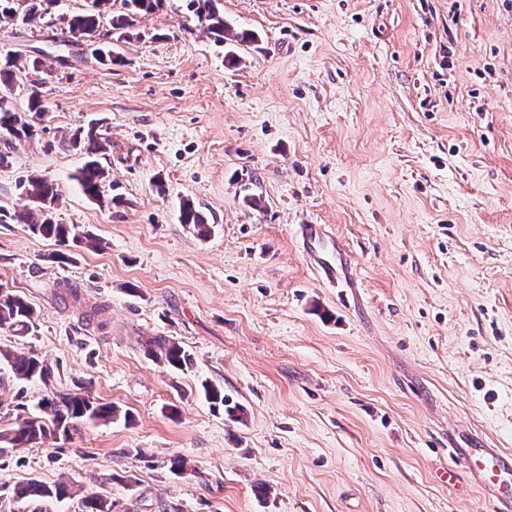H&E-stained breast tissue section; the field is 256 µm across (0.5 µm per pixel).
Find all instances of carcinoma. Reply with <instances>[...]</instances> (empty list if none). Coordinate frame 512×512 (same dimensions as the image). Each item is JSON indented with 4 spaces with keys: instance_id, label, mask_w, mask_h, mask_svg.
I'll list each match as a JSON object with an SVG mask.
<instances>
[{
    "instance_id": "carcinoma-1",
    "label": "carcinoma",
    "mask_w": 512,
    "mask_h": 512,
    "mask_svg": "<svg viewBox=\"0 0 512 512\" xmlns=\"http://www.w3.org/2000/svg\"><path fill=\"white\" fill-rule=\"evenodd\" d=\"M53 0H0V24L13 20L19 13L30 23L41 18L44 6ZM110 0H88L86 9L70 18V33L91 34L98 31L102 8ZM124 13L112 19V28L128 30L135 16L151 13L162 7L164 0H122ZM194 15L200 27L220 43L228 35L224 23L222 0H191ZM17 60L7 57L0 60V88L11 89L14 85ZM0 130L15 139L29 138L34 134V125L21 120L10 106L0 105ZM71 145L84 154V162L74 179L89 199L102 203L118 200L113 196L104 199L105 171L98 155L104 150L99 141L95 127L87 132L76 133L71 138ZM19 187L32 203L29 211L19 215L12 214L0 207V224L18 221L28 225L29 230L46 239H53L69 247H97L94 235L80 224H58L54 221V209L60 197L59 187L46 178L30 177L20 182ZM181 222L193 227L197 235L205 238L210 233V224L206 217L187 200L181 208ZM39 317V312L22 297L9 291H0V328H6L16 334L24 335L32 330ZM145 354L152 360L171 369L183 370L192 365V357L177 342L166 338H155L146 342ZM6 362L13 377L18 381H30L35 378L44 380L49 377V368L44 359L30 352L15 355L0 348V362ZM206 396L215 406L225 407L232 419L239 421L243 410L228 405L224 392L213 385L204 386ZM19 411L11 420H0V445L5 448L42 445L54 441L60 434L68 433L70 424L77 421H95L108 423L119 418L129 419V415H120L117 408L110 403H99L80 393L52 394L41 402L40 412L30 413L24 405H17ZM67 487L61 482L48 483L30 479L26 484L13 490L9 497L0 495V512H21L26 502H36L60 498L66 494Z\"/></svg>"
}]
</instances>
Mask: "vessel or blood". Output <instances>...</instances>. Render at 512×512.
<instances>
[{
    "mask_svg": "<svg viewBox=\"0 0 512 512\" xmlns=\"http://www.w3.org/2000/svg\"><path fill=\"white\" fill-rule=\"evenodd\" d=\"M300 236L313 268L327 280H335L348 263L345 253L324 239L321 225H301ZM450 454L498 502L512 505V457L490 448H454Z\"/></svg>",
    "mask_w": 512,
    "mask_h": 512,
    "instance_id": "vessel-or-blood-1",
    "label": "vessel or blood"
}]
</instances>
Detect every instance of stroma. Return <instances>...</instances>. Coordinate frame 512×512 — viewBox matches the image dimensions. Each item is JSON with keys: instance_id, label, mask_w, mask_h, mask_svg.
<instances>
[{"instance_id": "stroma-1", "label": "stroma", "mask_w": 512, "mask_h": 512, "mask_svg": "<svg viewBox=\"0 0 512 512\" xmlns=\"http://www.w3.org/2000/svg\"><path fill=\"white\" fill-rule=\"evenodd\" d=\"M223 4L256 42H215L189 0L124 37L112 0L81 43L68 21L87 0L0 26V57L42 63L19 75L14 111L29 118L33 86L47 106L10 144L0 206L26 210L19 182L47 178L57 221L104 243L0 224V289L40 312L28 335L0 329V346L50 368L19 383L0 365V405L80 391L129 415L1 450L0 490L75 489L42 512H91L96 496L121 512H506L468 473L442 477L452 448L512 456V0ZM94 120L110 205L81 192L66 145ZM186 199L206 239L181 224ZM302 224L342 245L345 280L317 276ZM152 337L192 366L153 362ZM145 345V354L168 368L183 370L193 363L191 355L178 342L160 337Z\"/></svg>"}]
</instances>
